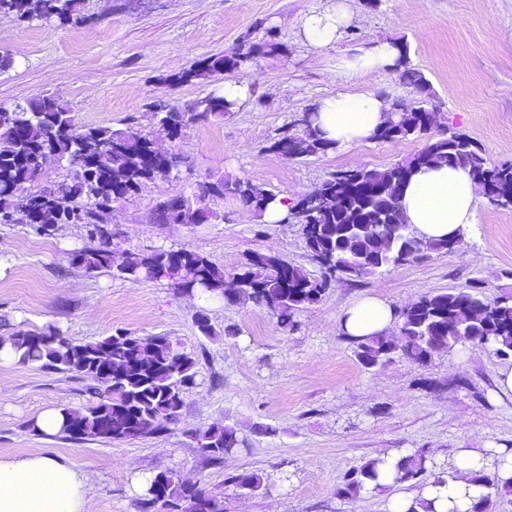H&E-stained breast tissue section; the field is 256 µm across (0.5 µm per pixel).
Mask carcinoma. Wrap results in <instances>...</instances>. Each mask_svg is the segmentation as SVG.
Here are the masks:
<instances>
[{
	"mask_svg": "<svg viewBox=\"0 0 512 512\" xmlns=\"http://www.w3.org/2000/svg\"><path fill=\"white\" fill-rule=\"evenodd\" d=\"M2 12L47 26L92 20L84 13V0H0ZM280 50L281 43L268 31L263 39L244 41L222 56L208 57L174 80L188 82L243 70ZM396 66L400 79L429 104V82L411 65L407 50H402ZM233 106L211 93L184 111L163 100L151 102L149 110L157 122L184 130L196 121L222 118ZM313 117L309 110L294 121L300 127L297 133L282 129L269 150L285 158L336 150V143L321 136L314 126ZM439 118L436 111L396 113L381 126L377 138L423 139L425 144L417 154L382 171L362 169L357 176L341 169L322 183L318 213L308 209L298 218L309 256L321 269L319 278L299 266L282 270L278 257L262 253L247 258L234 275L231 289L225 287L224 269L187 249H158L115 261L101 228L106 206L114 196L128 199L138 194L147 183L168 177L172 169L149 158L148 136L134 120H127L121 128L87 127L54 95H38L24 105H0V142L4 144L0 149V224L10 223L24 207L39 233L56 224H84L91 245L73 251L70 261L86 273L110 268L113 275L132 284L168 280L185 295L214 294L233 303H252L268 310L290 333L296 329V315L318 303L331 281H358L388 266L416 260L417 251L447 252L463 242L459 238L426 243L404 223L397 190L413 167L463 165L489 201L512 208V163L488 166L481 147L462 133L428 136ZM47 155L66 163L67 174L51 186L30 192L27 184L38 176ZM226 196L241 201L261 218L276 194L249 179L220 177L205 183L193 200L175 197L159 203L157 220L163 224L206 223L218 214L203 202ZM395 316L400 321L397 338L371 336L355 341L354 354L363 367L384 365L396 356L423 365L435 353L473 342L498 357H512V295L489 300L479 282L462 290L425 295ZM9 340L19 363L40 362L58 373H74L93 382L90 391L97 402L62 409L61 435L71 440L157 435L179 420L185 394L197 386L195 357L165 335L137 337L117 332L78 344L60 332L20 333ZM202 439L201 449L216 460L243 444L236 431L225 425L211 428ZM381 463L378 459L347 471L336 494L352 497L370 486L375 491L382 489L378 483ZM434 467L436 463L422 453L406 456L395 465V481L419 484ZM475 481L484 492L473 512H494L498 500L512 495V487H502L483 474ZM226 483L243 495L256 496L266 490L263 477L255 472L232 474ZM159 500L173 504L177 512H224L223 500L180 481L172 472H159L149 481L139 498L142 512H150Z\"/></svg>",
	"mask_w": 512,
	"mask_h": 512,
	"instance_id": "cac0c4a2",
	"label": "carcinoma"
}]
</instances>
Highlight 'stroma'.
<instances>
[{
    "label": "stroma",
    "instance_id": "obj_1",
    "mask_svg": "<svg viewBox=\"0 0 512 512\" xmlns=\"http://www.w3.org/2000/svg\"><path fill=\"white\" fill-rule=\"evenodd\" d=\"M326 2L86 0L90 22L52 28L0 13V55L13 59L0 71V103L52 94L89 126L116 127L134 115L180 157L169 178L114 204L106 229L117 256L183 248L231 275L263 253L316 276L300 225L261 223L235 198L210 202L218 217L204 224H161L154 211L222 176L298 198L337 170H383L416 154L419 138L373 139L295 160L269 151L281 129L341 91L333 66L347 47L375 38L406 45L441 115L433 136L463 133L482 146L488 165L512 161V0H348L350 26L318 55L294 23ZM269 27L283 52L241 71L173 83L195 62L260 40ZM228 81L248 83V100L224 118L191 124L177 142L148 111L157 99L187 109ZM89 243L82 224H58L45 235L20 221L0 224V337L58 331L85 343L118 331L164 334L198 358V384L178 422L153 437L119 441L32 432L42 411L86 405L87 382L38 363L0 365V457L42 452L88 472L90 512H140L138 480L161 471L223 497L224 512H385L389 490L337 496L343 474L402 450L423 451L450 471L461 448L512 453V398L496 386L504 359L469 344L422 366L397 358L368 370L338 322L366 295L400 309L474 280L483 281L487 298L512 293V209L479 197L477 222L459 247L359 282L331 283L290 333L253 304L193 299L166 280L133 285L108 269L85 273L69 256ZM201 310L212 338L195 327ZM217 425L236 428L246 441L219 461L198 445ZM245 471L266 478V493L240 496L227 486L229 475Z\"/></svg>",
    "mask_w": 512,
    "mask_h": 512
}]
</instances>
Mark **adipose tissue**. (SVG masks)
<instances>
[{
    "label": "adipose tissue",
    "mask_w": 512,
    "mask_h": 512,
    "mask_svg": "<svg viewBox=\"0 0 512 512\" xmlns=\"http://www.w3.org/2000/svg\"><path fill=\"white\" fill-rule=\"evenodd\" d=\"M351 21L346 0H328L322 8L301 16L297 27L315 53L337 44ZM401 46L374 39L346 49L336 58L334 72L345 91L318 101L314 121L322 135L349 148L373 139L389 109L385 97L355 91L358 78L394 71ZM402 213L414 234L426 241L452 239L476 222L477 187L470 170L441 164L415 170L400 191ZM340 330L354 338L387 336L394 329L392 308L382 299L366 297L346 308ZM456 479L428 483L422 490L398 492L387 501L386 512H417L420 500L433 503L435 512H471L483 493L476 475L495 470L500 481L512 480V454L492 464L478 449L457 453ZM88 475L66 461L42 453L0 458V512H89Z\"/></svg>",
    "instance_id": "obj_1"
}]
</instances>
